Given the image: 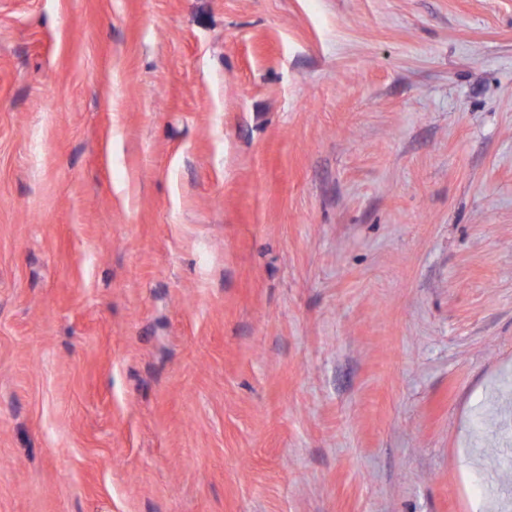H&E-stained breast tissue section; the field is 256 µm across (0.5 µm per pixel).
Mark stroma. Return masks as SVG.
Masks as SVG:
<instances>
[{"label":"stroma","mask_w":512,"mask_h":512,"mask_svg":"<svg viewBox=\"0 0 512 512\" xmlns=\"http://www.w3.org/2000/svg\"><path fill=\"white\" fill-rule=\"evenodd\" d=\"M511 414L512 0H0V512H512Z\"/></svg>","instance_id":"1"}]
</instances>
